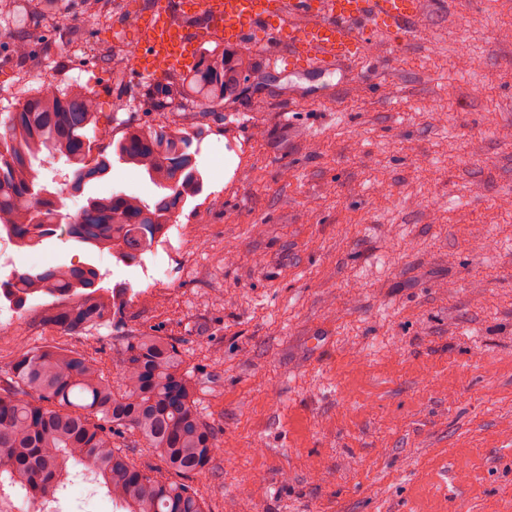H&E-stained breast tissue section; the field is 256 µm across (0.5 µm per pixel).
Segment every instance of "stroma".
<instances>
[{
	"label": "stroma",
	"mask_w": 512,
	"mask_h": 512,
	"mask_svg": "<svg viewBox=\"0 0 512 512\" xmlns=\"http://www.w3.org/2000/svg\"><path fill=\"white\" fill-rule=\"evenodd\" d=\"M122 5L74 58L59 18L82 0H21L0 51L56 28L26 67L0 66V122L46 86L90 88L99 127L188 132L202 193L177 216L172 254L127 263L59 232L17 249L18 273L95 266L126 289L89 334L51 335L54 296L28 298L0 338V380L22 346L111 356L132 336L173 340L222 447L197 486L210 512H512V0L425 4L420 32L377 35L332 71L271 62L275 30L242 43L250 87L186 119L153 86L112 78ZM150 200L139 170L65 201ZM163 288L142 298L144 266ZM463 479L450 483L453 473Z\"/></svg>",
	"instance_id": "1"
}]
</instances>
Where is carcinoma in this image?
<instances>
[{"instance_id": "obj_1", "label": "carcinoma", "mask_w": 512, "mask_h": 512, "mask_svg": "<svg viewBox=\"0 0 512 512\" xmlns=\"http://www.w3.org/2000/svg\"><path fill=\"white\" fill-rule=\"evenodd\" d=\"M108 2L83 0V27H94ZM252 69L245 52H212L201 57L188 85L201 103L214 104L234 95ZM96 115V95L79 86L31 94L10 114L0 132V235L36 247L52 234L65 203L46 184L49 161L68 167L78 193L109 173L110 161L93 154ZM189 147V135L178 129L128 130L115 154L162 193L151 201L89 196L80 209L84 221L68 224L70 237L123 261L141 258L171 227L176 210L203 190ZM102 281L91 265L15 275L22 300L45 293L67 300L48 315L66 333H89L112 318L117 302ZM112 361L116 377L93 355L57 346L26 348L12 360L9 388L0 394V512H15L23 499L57 502L83 476L123 512H209L189 480L210 469L220 431L203 416L199 382L182 352L165 336L142 333ZM125 433L158 464L133 465L115 441Z\"/></svg>"}]
</instances>
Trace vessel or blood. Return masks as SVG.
Returning <instances> with one entry per match:
<instances>
[{
    "label": "vessel or blood",
    "instance_id": "vessel-or-blood-1",
    "mask_svg": "<svg viewBox=\"0 0 512 512\" xmlns=\"http://www.w3.org/2000/svg\"><path fill=\"white\" fill-rule=\"evenodd\" d=\"M273 23L285 32L277 59L328 71L377 32L408 33L419 10L413 0H154L132 29L149 58L175 66L205 43L241 42Z\"/></svg>",
    "mask_w": 512,
    "mask_h": 512
}]
</instances>
